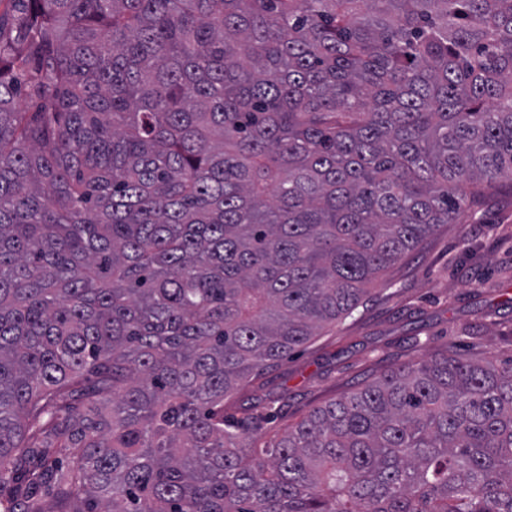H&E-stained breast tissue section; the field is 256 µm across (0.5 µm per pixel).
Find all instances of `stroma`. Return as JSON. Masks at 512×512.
Returning a JSON list of instances; mask_svg holds the SVG:
<instances>
[{
    "label": "stroma",
    "mask_w": 512,
    "mask_h": 512,
    "mask_svg": "<svg viewBox=\"0 0 512 512\" xmlns=\"http://www.w3.org/2000/svg\"><path fill=\"white\" fill-rule=\"evenodd\" d=\"M512 362V196L471 206L389 268L352 317L255 378L239 394L277 399L272 433L414 359L445 352Z\"/></svg>",
    "instance_id": "35a3bbf8"
}]
</instances>
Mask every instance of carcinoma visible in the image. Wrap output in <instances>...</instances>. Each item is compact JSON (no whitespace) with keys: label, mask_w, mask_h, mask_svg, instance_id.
Wrapping results in <instances>:
<instances>
[{"label":"carcinoma","mask_w":512,"mask_h":512,"mask_svg":"<svg viewBox=\"0 0 512 512\" xmlns=\"http://www.w3.org/2000/svg\"><path fill=\"white\" fill-rule=\"evenodd\" d=\"M504 186L512 0H0L3 512H512V362L224 415Z\"/></svg>","instance_id":"carcinoma-1"}]
</instances>
